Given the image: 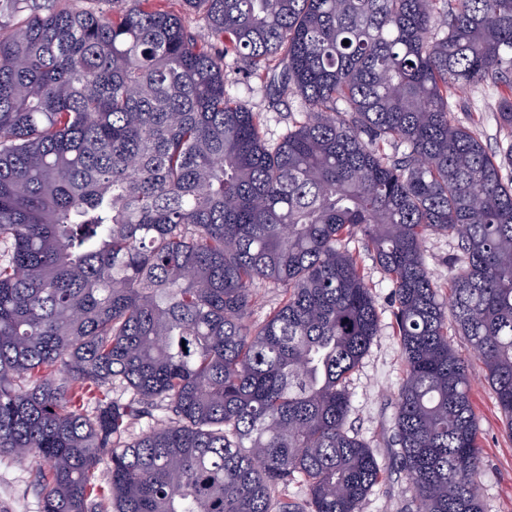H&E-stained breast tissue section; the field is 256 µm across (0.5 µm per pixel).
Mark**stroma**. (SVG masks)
<instances>
[{"label": "stroma", "instance_id": "35a3bbf8", "mask_svg": "<svg viewBox=\"0 0 512 512\" xmlns=\"http://www.w3.org/2000/svg\"><path fill=\"white\" fill-rule=\"evenodd\" d=\"M224 83L231 95L259 113L268 141H278L305 118L302 100L296 95L287 97L279 107H271L266 88L248 78L231 56L224 60ZM503 91V86L487 82L451 93L454 121L470 129L497 156L512 150V132L499 127L494 112ZM350 249L360 255L381 324L378 336L347 382L352 403L348 424L372 449L385 473L363 501L361 512H410L412 492L405 474L395 465L394 449L389 444L403 377L400 343L392 327L390 282L360 243H352ZM422 249L433 278L439 285H447L458 253L456 239L430 233L424 237ZM470 396L484 456L477 483L483 512H512V432L507 429L482 364L475 359L470 362ZM0 512H40L39 498L30 486L29 466L11 457H0Z\"/></svg>", "mask_w": 512, "mask_h": 512}]
</instances>
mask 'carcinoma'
<instances>
[{"label":"carcinoma","mask_w":512,"mask_h":512,"mask_svg":"<svg viewBox=\"0 0 512 512\" xmlns=\"http://www.w3.org/2000/svg\"><path fill=\"white\" fill-rule=\"evenodd\" d=\"M78 2L0 0V456L42 512H360L382 472L346 383L380 319L355 241L392 288L415 508L483 512L469 356L512 430V153L448 89L512 92V0H186L213 43L169 0ZM227 55L307 120L268 142ZM428 232L458 240L446 296ZM259 281L285 299L254 326ZM171 9L179 13L183 17L186 25H188L193 31L197 32L202 40L208 39V31L201 19L202 11L199 9H188L183 0L171 1ZM507 91L491 82L451 90L454 121L470 129L496 157L509 153L512 145V133L499 127L494 112L499 95Z\"/></svg>","instance_id":"obj_1"}]
</instances>
